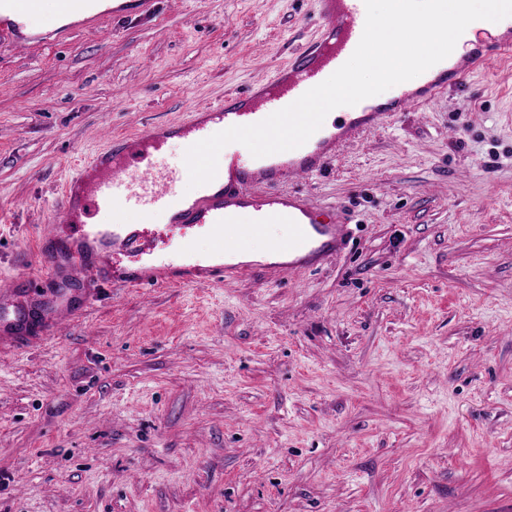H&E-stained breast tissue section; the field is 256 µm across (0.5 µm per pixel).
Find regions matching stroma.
<instances>
[{
  "instance_id": "obj_1",
  "label": "stroma",
  "mask_w": 512,
  "mask_h": 512,
  "mask_svg": "<svg viewBox=\"0 0 512 512\" xmlns=\"http://www.w3.org/2000/svg\"><path fill=\"white\" fill-rule=\"evenodd\" d=\"M0 44V288L24 292L68 170L267 80L316 0H156ZM283 193L335 207L325 264L112 288L0 349V512H512V59Z\"/></svg>"
}]
</instances>
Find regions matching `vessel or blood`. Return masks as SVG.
<instances>
[{"instance_id": "obj_1", "label": "vessel or blood", "mask_w": 512, "mask_h": 512, "mask_svg": "<svg viewBox=\"0 0 512 512\" xmlns=\"http://www.w3.org/2000/svg\"><path fill=\"white\" fill-rule=\"evenodd\" d=\"M152 5L153 0H122L105 9L100 0H57L56 11L75 25L90 26L108 14H146ZM41 8L42 0H0V41L24 38ZM318 14L321 24L315 41L258 90L225 99L182 123L147 130L132 142H114L84 162L59 199L77 246L62 257L50 249L48 239H41V271L28 280L25 298L7 288L0 290L1 343H15L28 333L50 336L57 314H74L61 274L65 263L82 279V302L88 305L116 283L137 288L164 285L171 276L220 281L249 275V266L225 262L224 257L236 251L244 237L265 235L271 224L290 225L288 239L278 242L277 248L293 255L294 266L306 267L336 255L344 238V219L330 212L317 220L315 208L302 195H285L276 187L289 174L322 173L343 142L386 124L390 113H340L301 147L261 158L240 144H228L219 154L215 179L198 186L190 201L179 192L188 176L186 165L158 163L169 139L181 138L189 147L229 127L258 123L318 85L323 68L341 67L361 39L364 0H318ZM507 52H512V24L452 68L428 73L415 89L398 85L396 110L462 87L466 75L488 55ZM159 215L167 216V223H156ZM196 226L206 227L217 242L205 262L186 234Z\"/></svg>"}]
</instances>
